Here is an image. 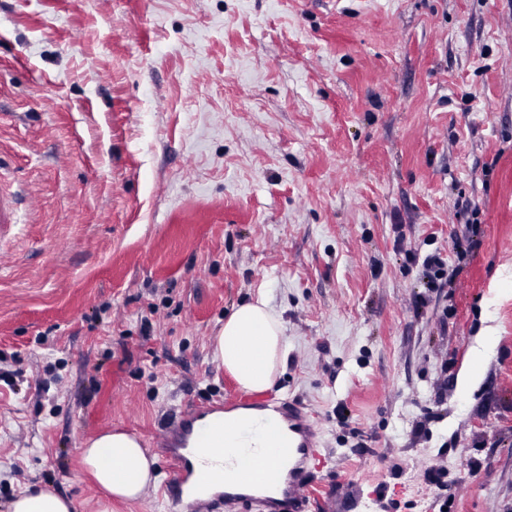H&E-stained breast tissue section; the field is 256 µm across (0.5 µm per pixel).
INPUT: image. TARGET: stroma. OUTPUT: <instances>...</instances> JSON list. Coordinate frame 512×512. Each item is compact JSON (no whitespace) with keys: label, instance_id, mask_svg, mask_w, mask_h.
<instances>
[{"label":"stroma","instance_id":"35a3bbf8","mask_svg":"<svg viewBox=\"0 0 512 512\" xmlns=\"http://www.w3.org/2000/svg\"><path fill=\"white\" fill-rule=\"evenodd\" d=\"M0 166L37 202L0 238V512H169L80 446L244 396L215 343L260 296L315 512H512V0H0ZM479 213V208L476 203L467 202L465 205L462 203V209L459 211L457 217L466 218L465 222H460L457 229L454 230L452 235V239L454 240V246L457 250V253H462L466 251L467 248L463 249L464 242L467 243V247L470 245V231L472 229V225L474 224L471 220V217ZM409 261L414 262L419 268V276L424 288L428 291L442 288L448 282V259L441 252L435 250L432 253L422 255L421 249H405ZM69 500L51 489H41L36 493L25 491L11 502L9 512H71Z\"/></svg>","mask_w":512,"mask_h":512}]
</instances>
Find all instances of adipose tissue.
<instances>
[{
	"instance_id": "1",
	"label": "adipose tissue",
	"mask_w": 512,
	"mask_h": 512,
	"mask_svg": "<svg viewBox=\"0 0 512 512\" xmlns=\"http://www.w3.org/2000/svg\"><path fill=\"white\" fill-rule=\"evenodd\" d=\"M288 350L284 325L266 300L240 304L225 320L216 357L249 391L272 387ZM81 463L111 496L136 501L156 484L155 459L133 435L102 433L81 447Z\"/></svg>"
}]
</instances>
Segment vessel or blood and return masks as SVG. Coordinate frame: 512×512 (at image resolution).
Returning <instances> with one entry per match:
<instances>
[{
    "label": "vessel or blood",
    "mask_w": 512,
    "mask_h": 512,
    "mask_svg": "<svg viewBox=\"0 0 512 512\" xmlns=\"http://www.w3.org/2000/svg\"><path fill=\"white\" fill-rule=\"evenodd\" d=\"M244 411L234 429L225 414ZM170 512H308L307 487L320 466L322 439L297 399L270 394L191 405L166 423L154 440ZM239 473L242 491L211 492L215 470Z\"/></svg>",
    "instance_id": "obj_1"
}]
</instances>
